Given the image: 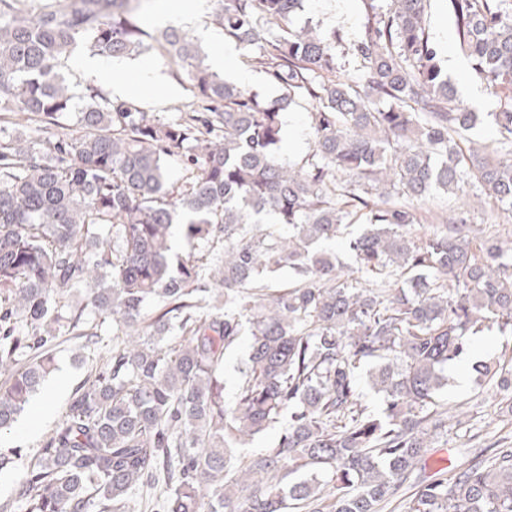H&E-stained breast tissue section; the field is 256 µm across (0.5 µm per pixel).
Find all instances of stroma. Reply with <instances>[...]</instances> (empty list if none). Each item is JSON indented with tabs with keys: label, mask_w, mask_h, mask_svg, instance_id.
I'll return each instance as SVG.
<instances>
[{
	"label": "stroma",
	"mask_w": 512,
	"mask_h": 512,
	"mask_svg": "<svg viewBox=\"0 0 512 512\" xmlns=\"http://www.w3.org/2000/svg\"><path fill=\"white\" fill-rule=\"evenodd\" d=\"M366 17L365 0H303L302 6L291 17V26L299 29L309 25L324 33L338 32L341 39L336 45L337 63L342 74L355 78L360 74V59L354 48L364 35ZM425 19L426 29L440 57H447L448 53L456 51L454 23L446 0H429ZM137 64L161 71L175 88L174 96L164 107H156L145 97L139 98V105L158 117L167 120L174 118L178 108L190 97L182 69L152 55L138 59ZM312 110L311 99L299 98L284 111V128L289 131L291 139L280 148L282 159L298 161L311 151ZM98 332L103 341L99 347L86 346L80 338L61 337L54 352L55 364L57 370L69 374L71 384L82 382L103 356L104 346L111 344L114 335L111 319H104L98 326ZM443 397L450 404L461 405L462 426L458 429L449 428L446 437L433 440L422 460L426 473L432 474L445 466L456 464L462 449L484 448L493 444L499 435L512 436V424L506 426L500 420L501 399L494 388H480L470 381L460 387L452 382L445 387ZM67 401V396H60L50 412L37 421L35 432L30 434L23 432L22 425L32 420L33 413L25 411L19 423L0 433V452H6L16 445L27 448L29 452H36L46 433L61 419Z\"/></svg>",
	"instance_id": "stroma-1"
}]
</instances>
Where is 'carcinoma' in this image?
Masks as SVG:
<instances>
[{
  "mask_svg": "<svg viewBox=\"0 0 512 512\" xmlns=\"http://www.w3.org/2000/svg\"><path fill=\"white\" fill-rule=\"evenodd\" d=\"M300 2L217 10L286 90L260 101L211 72L182 28L146 41L125 0H0V432L63 335L93 345L103 315L123 335L0 512H384L414 474L407 512H512V441L418 474L448 435V368L470 361L481 327L512 332V238L477 237L466 203L416 237L410 205L470 185L512 209V0H448L461 52L499 99L486 113L499 146L466 154L455 137L478 115L442 74L427 0H366L356 81L338 75L335 36L289 27ZM81 43L156 52L181 65L193 99L168 121L91 84L77 97L61 67ZM297 96L317 102L314 145L287 163L282 110ZM171 161L191 171L177 189ZM175 224L200 248L222 244L223 261L205 275L203 257L173 253ZM353 225L352 264L319 247ZM285 268L288 286L263 283ZM175 328L182 339L165 344ZM246 328L228 404L224 355ZM470 371L512 400V356ZM276 426L275 448L237 453ZM26 456L0 454V472Z\"/></svg>",
  "mask_w": 512,
  "mask_h": 512,
  "instance_id": "1",
  "label": "carcinoma"
}]
</instances>
